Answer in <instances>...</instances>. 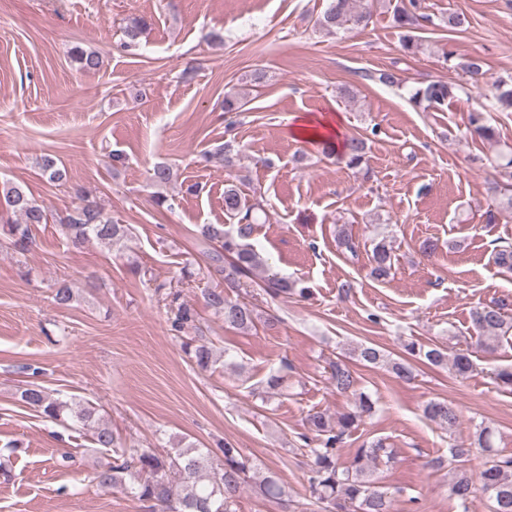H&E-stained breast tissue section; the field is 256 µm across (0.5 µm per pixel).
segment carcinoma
I'll return each mask as SVG.
<instances>
[{
  "label": "carcinoma",
  "mask_w": 512,
  "mask_h": 512,
  "mask_svg": "<svg viewBox=\"0 0 512 512\" xmlns=\"http://www.w3.org/2000/svg\"><path fill=\"white\" fill-rule=\"evenodd\" d=\"M371 15L363 0H330L315 27L325 34H334L350 27H366ZM394 21L405 29L402 43L404 51L415 54L420 49L417 32L428 27L442 28L450 32L461 31L468 24L466 15L459 12L430 14L424 11L422 0H407L397 7ZM149 23L142 17L129 20L124 29L123 51L133 55L140 46V38ZM71 57L79 70L96 71L103 65L101 55L93 50L76 46ZM457 85L441 81L417 88L410 100L417 105L438 108L454 97ZM494 106L501 110L512 109V77L501 78L495 83ZM473 132L484 139L494 137V128L488 124L486 114L472 112L468 117ZM367 144L362 137L353 136L343 143L342 155L352 168L365 161ZM39 168L48 181L63 184L68 181V171L52 155L40 157ZM501 179L491 183L489 190L504 210L512 211V158L501 165ZM258 202H250L233 183L224 186V214L237 220V227L224 229L222 224H201L198 234L212 245L208 254L209 266L223 276L224 286L206 290V305L224 316V324L246 331L255 327L259 316L254 306L233 299L230 294L242 288L241 279L266 265V260L245 243L252 233ZM0 211L14 220L0 226V233L18 252L24 253L36 246L35 228L48 223L46 210L38 205L22 186L6 182L0 185ZM61 229L71 243L77 245L90 240L112 247L128 236V228L112 223L94 198L85 195L81 204L62 220ZM496 266L512 272V243L498 245L493 251ZM393 266L392 247L381 240L374 244L371 255L370 276L382 280L389 276ZM295 283L286 278H271L266 292L276 298L293 292ZM166 300L173 313L171 330L182 333L197 322L196 310L180 299V294L169 292ZM512 309L509 297L499 298L489 304H481L471 310L473 329L481 337L499 338L512 333L508 311ZM183 352L201 370L212 368L220 358L212 343L199 336L182 343ZM408 354L405 359H394L373 343H359L351 354L365 366H384L397 378L410 381L414 372L409 358L422 356L433 366L450 365L458 377H465L473 370L471 354L458 351L448 355L447 348L434 346L424 349L415 341L404 344ZM329 380L340 394L353 393V409L332 416L328 411L312 409L306 417L308 434L303 442L308 445L310 458L309 492L313 503L324 506L325 512H392V499L388 491L371 479L368 463L381 459L391 460L392 453L383 440L372 441L358 449L354 461L345 465L339 462L338 452L343 440L366 414L372 413L374 403L370 396L356 392V379L350 368L342 362L329 363ZM21 401L45 417L62 424L69 420L82 424L92 433V443L105 454L93 472V481L103 489H118L148 504L149 512H232L236 502L250 479L254 466L242 459L240 449L230 441L224 442L219 452L210 448L188 445L174 448L164 454L153 448L129 445L112 430L90 404L50 397L42 386L30 382L20 393ZM425 415L447 430L458 423L455 408L446 401H431ZM490 456L474 481L466 468L475 453ZM451 465L454 477L449 485L450 494L460 501L463 512H472L478 495L492 502V512H512V457L495 454L491 433L479 427L469 445L452 449ZM260 492L269 499L281 500L287 496L285 486L273 472L264 474L258 484Z\"/></svg>",
  "instance_id": "carcinoma-1"
}]
</instances>
